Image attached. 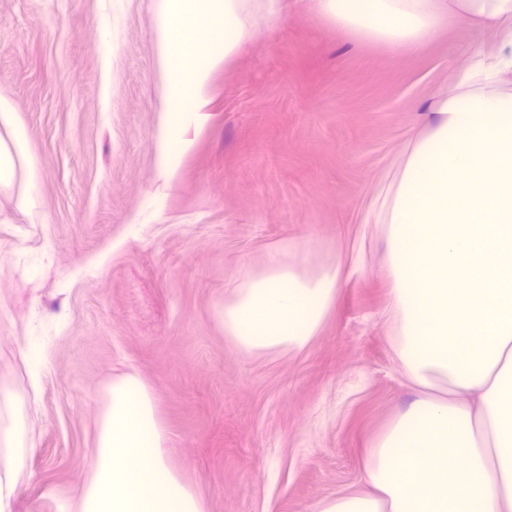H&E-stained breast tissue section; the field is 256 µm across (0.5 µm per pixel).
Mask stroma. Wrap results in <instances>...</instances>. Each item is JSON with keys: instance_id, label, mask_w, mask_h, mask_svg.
Here are the masks:
<instances>
[{"instance_id": "stroma-1", "label": "stroma", "mask_w": 512, "mask_h": 512, "mask_svg": "<svg viewBox=\"0 0 512 512\" xmlns=\"http://www.w3.org/2000/svg\"><path fill=\"white\" fill-rule=\"evenodd\" d=\"M155 0H0V96L27 128L39 190L0 193V387L36 398V449L15 512H76L92 416L114 378L151 387L170 465L204 512H314L362 486L370 448L412 399L394 352L377 182L421 130L424 104L489 35L461 20L412 50L355 40L311 0L255 15L257 37L210 75L206 125L173 176L155 139L166 103ZM112 26V96L99 97V21ZM24 241L14 253V237ZM46 260L39 282L18 268ZM348 276L298 353L245 355L219 309L271 262ZM49 344L38 392L18 346Z\"/></svg>"}]
</instances>
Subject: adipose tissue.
Listing matches in <instances>:
<instances>
[{
    "instance_id": "1",
    "label": "adipose tissue",
    "mask_w": 512,
    "mask_h": 512,
    "mask_svg": "<svg viewBox=\"0 0 512 512\" xmlns=\"http://www.w3.org/2000/svg\"><path fill=\"white\" fill-rule=\"evenodd\" d=\"M318 16L393 49L432 38L448 19L491 32L451 90L424 109V132L385 175L365 221L382 228L396 355L414 399L371 449L366 490L314 512H512V0H313ZM279 0H156L154 48L171 109L155 141L172 175L206 120L214 67L258 33L250 18ZM28 133L0 97V192L37 190ZM341 266L308 275L271 264L243 276L219 315L247 354L298 352L336 299ZM19 411L0 430V512L35 440Z\"/></svg>"
}]
</instances>
